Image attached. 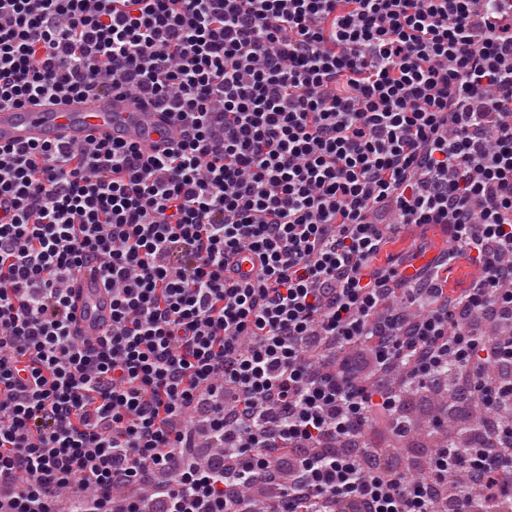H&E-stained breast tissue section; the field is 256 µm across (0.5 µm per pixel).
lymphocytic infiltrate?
Listing matches in <instances>:
<instances>
[{"mask_svg": "<svg viewBox=\"0 0 512 512\" xmlns=\"http://www.w3.org/2000/svg\"><path fill=\"white\" fill-rule=\"evenodd\" d=\"M115 91L183 138L0 145V512H142L130 486L242 512L255 484L277 512H498L512 336L475 321L512 327V0H0V107ZM405 224L451 249L378 265ZM459 255L479 276L455 293ZM88 267L112 292L93 345L71 334ZM399 375L484 404L413 480L355 449L394 425Z\"/></svg>", "mask_w": 512, "mask_h": 512, "instance_id": "1", "label": "lymphocytic infiltrate"}]
</instances>
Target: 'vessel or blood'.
Instances as JSON below:
<instances>
[{
    "mask_svg": "<svg viewBox=\"0 0 512 512\" xmlns=\"http://www.w3.org/2000/svg\"><path fill=\"white\" fill-rule=\"evenodd\" d=\"M181 131L168 114L119 93L0 110V145L79 141L93 135L161 151L177 143ZM71 288L72 334L77 341L96 342L112 322V293L91 270L80 273Z\"/></svg>",
    "mask_w": 512,
    "mask_h": 512,
    "instance_id": "1",
    "label": "vessel or blood"
}]
</instances>
